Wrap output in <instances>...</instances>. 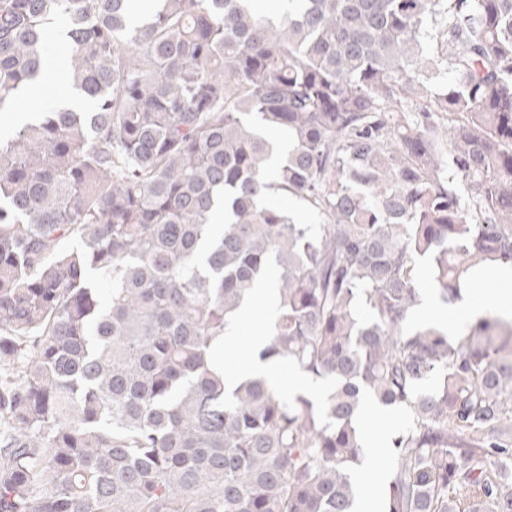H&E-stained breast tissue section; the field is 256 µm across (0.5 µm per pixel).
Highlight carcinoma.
Segmentation results:
<instances>
[{
    "label": "carcinoma",
    "mask_w": 512,
    "mask_h": 512,
    "mask_svg": "<svg viewBox=\"0 0 512 512\" xmlns=\"http://www.w3.org/2000/svg\"><path fill=\"white\" fill-rule=\"evenodd\" d=\"M151 2L0 0V109L56 17L83 99L0 138V512H350L367 400L381 512H512V317L407 324L512 264V0ZM269 275L320 397L213 368ZM268 201H272L283 209L287 210L291 216L307 224H317V219L310 214L298 199L292 196L272 195Z\"/></svg>",
    "instance_id": "1"
}]
</instances>
